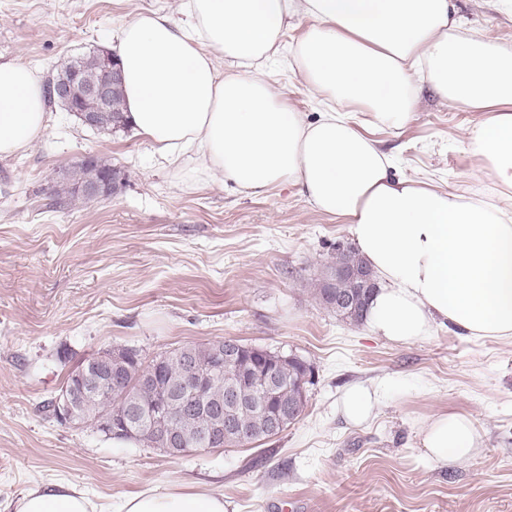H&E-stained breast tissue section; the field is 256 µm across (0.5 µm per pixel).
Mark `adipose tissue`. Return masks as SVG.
I'll return each instance as SVG.
<instances>
[{
	"label": "adipose tissue",
	"mask_w": 512,
	"mask_h": 512,
	"mask_svg": "<svg viewBox=\"0 0 512 512\" xmlns=\"http://www.w3.org/2000/svg\"><path fill=\"white\" fill-rule=\"evenodd\" d=\"M183 21L159 12L127 20L118 45L130 120L170 163L192 154L262 195L293 185L316 210L344 217L379 287L371 330L394 343L440 326L471 339H512V46L470 33L454 0H183ZM309 92L324 104L306 121L267 81L291 19ZM232 63L220 71L217 61ZM483 113L463 144L494 177L497 202L399 175L393 158L350 122L398 131L422 85ZM346 106L340 114L338 106ZM50 112L39 72L0 61V156L42 138ZM470 416L442 413L422 431L424 457L464 463L479 451ZM15 512H225L219 494L167 486L99 505L57 483L23 495Z\"/></svg>",
	"instance_id": "1"
}]
</instances>
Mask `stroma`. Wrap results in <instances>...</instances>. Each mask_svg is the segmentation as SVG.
<instances>
[{"mask_svg":"<svg viewBox=\"0 0 512 512\" xmlns=\"http://www.w3.org/2000/svg\"><path fill=\"white\" fill-rule=\"evenodd\" d=\"M470 27L512 45V18L496 0H454ZM180 0H0V61L51 79L73 58L116 50L123 24ZM264 72L306 119L322 112L287 50ZM44 137L0 157V512L24 493L68 483L106 501L167 485L223 495L226 512H512V341L473 340L434 328L394 344L367 323L320 304L314 284L336 247L340 217L312 209L298 188L260 196L192 161L170 165L133 128L101 133L61 105ZM406 178L496 199L495 181L464 149L480 113L423 89L402 130L364 125ZM114 168L112 195L50 208L61 173L86 155ZM235 339L296 355L314 371L304 415L244 446L172 456L48 417L42 406L70 369L125 346L151 359L189 344ZM381 392L365 422L341 410L344 393ZM464 413L480 436L463 464L436 466L420 433L437 414Z\"/></svg>","mask_w":512,"mask_h":512,"instance_id":"1","label":"stroma"}]
</instances>
